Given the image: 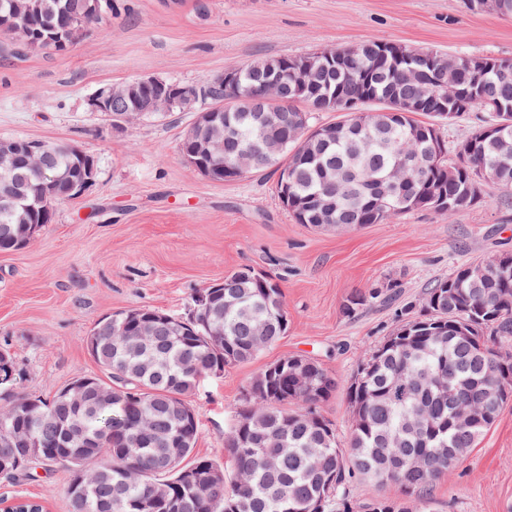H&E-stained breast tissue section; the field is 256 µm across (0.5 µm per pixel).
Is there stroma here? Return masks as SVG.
<instances>
[{"label": "stroma", "instance_id": "1", "mask_svg": "<svg viewBox=\"0 0 512 512\" xmlns=\"http://www.w3.org/2000/svg\"><path fill=\"white\" fill-rule=\"evenodd\" d=\"M365 40L512 59V18L464 0H112L111 15L67 53L0 38V139L72 142L96 164L92 185L55 204L27 247L0 252V350L21 372L16 391L49 399L74 377L99 374L86 342L104 317L141 306L187 316L196 293L250 265L281 288L288 331L253 361L202 381L191 398L196 455L232 473L224 433L246 405L248 382L291 355L313 357L336 377L321 411L346 442V388L402 309L419 315L427 287L455 266L512 253V194L488 183L481 203L453 214L418 209L321 231L295 222L273 171L217 183L188 164L180 144L195 113L118 128L87 99L143 76L201 84L259 57ZM367 294L370 304L346 316V300ZM69 482L68 469L40 465L0 478V500L70 512ZM430 499L433 512H512V402Z\"/></svg>", "mask_w": 512, "mask_h": 512}]
</instances>
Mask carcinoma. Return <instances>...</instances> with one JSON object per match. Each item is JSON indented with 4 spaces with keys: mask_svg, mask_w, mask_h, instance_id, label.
I'll return each instance as SVG.
<instances>
[{
    "mask_svg": "<svg viewBox=\"0 0 512 512\" xmlns=\"http://www.w3.org/2000/svg\"><path fill=\"white\" fill-rule=\"evenodd\" d=\"M31 19L12 31L31 50L69 51L59 27L83 0H38ZM344 65L326 59L321 66L282 79L271 107L304 116L335 112L340 103L360 99L366 91L368 112H348L341 125L321 126L332 134L287 135L283 152L259 162L254 172H278L277 194L288 186L284 206L299 224L315 228L383 224L415 209H432L428 197L444 199L451 214L475 205L472 192L482 166L487 181L512 191V127L492 131L496 116L475 127L457 150L458 160L434 163L420 133H439L433 114L419 122L401 102L420 91L445 93L427 63L425 51L389 60L376 41L347 48ZM285 57H265L241 66L235 109L224 113L220 134L224 161L250 152L261 112L259 86L278 76ZM410 66L423 81L403 83L396 69ZM458 81L481 86L483 103L512 108V62L486 73L459 64ZM483 103L455 101L457 114L483 109ZM53 173L77 178L83 162L59 142ZM30 195L32 208L0 206V250L15 247L4 237L18 224H43L61 190L41 191L46 183L37 168L22 165L9 174ZM511 264L497 260L464 265L435 281L423 307L428 315L405 322L377 348L347 387L353 409L347 447H341L334 424L320 411L336 392V378L322 365L312 369V396L294 387L288 358L281 368L264 369L247 388L248 405L224 433V454L234 465L227 480L224 467L194 455L198 420L193 395L204 377H221L224 368L247 363L287 332L284 308L269 299L283 297L269 276L245 266L224 276L219 296L194 305L195 320L178 333L160 326L141 346L118 347L120 337L104 334L94 361L107 380L89 376L112 391L89 398L69 412L75 437L61 443L56 399L19 394L18 409L0 414V453L15 457L11 430H29L46 442L38 463L62 465L71 473L72 512H305L321 503V512H407L409 499L428 500L427 492L454 470L476 447L512 401V381L486 380L489 364L500 361L498 345L512 341ZM487 311L480 321L476 309ZM195 483L183 484V473ZM376 487L395 484L401 497L373 495L365 507L349 494L353 479Z\"/></svg>",
    "mask_w": 512,
    "mask_h": 512,
    "instance_id": "carcinoma-1",
    "label": "carcinoma"
}]
</instances>
